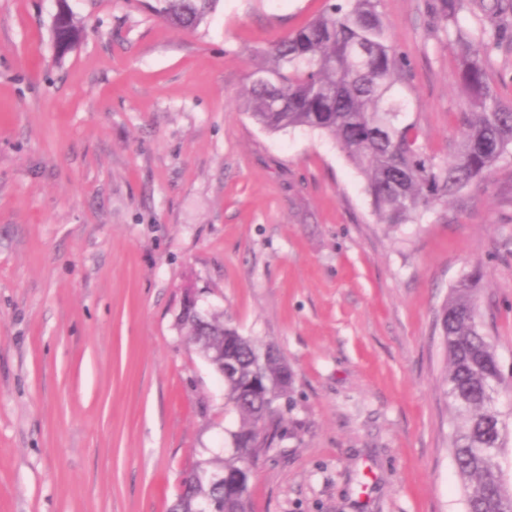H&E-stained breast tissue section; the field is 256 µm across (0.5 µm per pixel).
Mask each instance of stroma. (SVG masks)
<instances>
[{"instance_id":"1","label":"stroma","mask_w":512,"mask_h":512,"mask_svg":"<svg viewBox=\"0 0 512 512\" xmlns=\"http://www.w3.org/2000/svg\"><path fill=\"white\" fill-rule=\"evenodd\" d=\"M380 0L428 151L447 157L467 94L461 39L512 101V0ZM0 0V512H167L223 457L239 415L178 322L198 306L273 346L290 432L260 458L250 512H465L437 325L476 299L512 428V157L417 223H378L329 137L271 133L242 108L257 50L324 0H219L197 30L143 0ZM82 36L80 19L67 8L66 17L60 26H52V37L59 55L63 56L76 46Z\"/></svg>"}]
</instances>
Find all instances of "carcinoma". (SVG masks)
<instances>
[{
    "mask_svg": "<svg viewBox=\"0 0 512 512\" xmlns=\"http://www.w3.org/2000/svg\"><path fill=\"white\" fill-rule=\"evenodd\" d=\"M219 0H153L149 9L170 25L196 29ZM82 23L72 10L52 27L59 55L76 46ZM487 43L463 48L460 80L472 111L462 113L459 141L447 159L420 142L408 88V62L379 11V0H326L301 28L270 43L252 73L244 107L263 129H309L331 136L364 179L379 223L408 224L457 198L512 155V103L490 85L483 54ZM480 272L459 280L438 314L447 357L444 379L455 423L450 448L462 482L467 512H512V489L496 459L506 423L497 409L504 383L497 351L479 320L474 293ZM181 326L199 352L224 349L235 362L224 377L225 403L240 416L229 454L195 466L171 512H198L214 502L224 512H250V485L260 455L282 437V403H290L288 366L224 325L218 315ZM224 475V485L211 480Z\"/></svg>",
    "mask_w": 512,
    "mask_h": 512,
    "instance_id": "carcinoma-1",
    "label": "carcinoma"
}]
</instances>
